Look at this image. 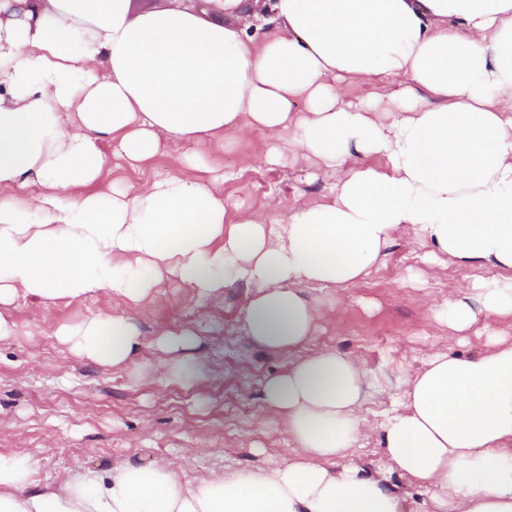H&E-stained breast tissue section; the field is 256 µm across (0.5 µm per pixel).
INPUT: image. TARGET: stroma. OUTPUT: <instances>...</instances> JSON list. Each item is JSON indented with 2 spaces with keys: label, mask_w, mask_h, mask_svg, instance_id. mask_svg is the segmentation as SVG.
Returning a JSON list of instances; mask_svg holds the SVG:
<instances>
[{
  "label": "stroma",
  "mask_w": 512,
  "mask_h": 512,
  "mask_svg": "<svg viewBox=\"0 0 512 512\" xmlns=\"http://www.w3.org/2000/svg\"><path fill=\"white\" fill-rule=\"evenodd\" d=\"M214 174L223 176L228 207L261 210L268 196L281 201L287 219L295 196L319 198L354 166L346 159L328 170L304 159L267 162L261 133H228L223 144H197ZM183 148L168 144L139 169L115 160L105 182L120 189L154 178L183 174ZM411 236H398L383 264L346 291L308 286L320 328L310 350L331 347L362 361L373 385L364 405L378 424L397 404L426 355L448 349V327L437 311L449 289L466 290L494 268H473L447 256L422 261ZM252 290L225 289L223 298L202 299L192 289L165 285L159 300L133 315L145 341L159 332L189 329L188 350H153L149 361L123 368L101 366L71 353L55 332L94 313L124 312L125 305L92 294L79 301L18 299L11 335L0 338V453L29 456L40 482H61L75 471H100L123 462L150 467L166 460L182 464V479L210 470H255L286 463L294 445L286 430L265 414L261 388L282 371L288 352L264 350L246 337L241 312ZM182 363L187 380L167 378Z\"/></svg>",
  "instance_id": "1"
}]
</instances>
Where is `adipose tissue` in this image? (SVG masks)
<instances>
[{"label":"adipose tissue","mask_w":512,"mask_h":512,"mask_svg":"<svg viewBox=\"0 0 512 512\" xmlns=\"http://www.w3.org/2000/svg\"><path fill=\"white\" fill-rule=\"evenodd\" d=\"M258 5L136 15L130 0H0V337L21 298L135 306L166 282L202 298L246 284V336L296 354L262 385L296 458L191 483L171 464L127 462L37 489L29 458L0 454V512H400L395 471L431 488L424 512H512V340L427 356L377 428L388 467L373 474L347 458L371 373L333 349L303 354L319 316L301 293L362 280L409 230L507 273L449 293L439 316L452 334L512 317V0H272L255 40L229 19ZM345 80L398 85L401 115L340 105ZM228 131L265 134L275 164L359 163L277 225L229 211L216 176L99 188L104 142L133 167L166 141ZM376 154L385 168L366 164ZM56 336L103 366L148 350L126 313Z\"/></svg>","instance_id":"ef3b65f1"}]
</instances>
